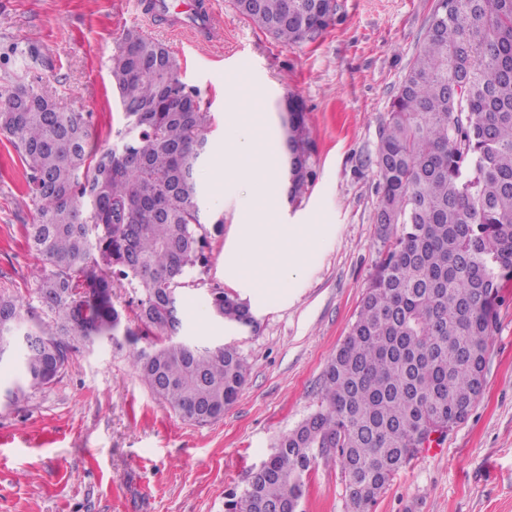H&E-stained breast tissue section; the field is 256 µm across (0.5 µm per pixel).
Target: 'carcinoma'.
Masks as SVG:
<instances>
[{
    "mask_svg": "<svg viewBox=\"0 0 512 512\" xmlns=\"http://www.w3.org/2000/svg\"><path fill=\"white\" fill-rule=\"evenodd\" d=\"M288 44L323 32L335 0H234ZM33 48L0 42V136L23 169L26 244L44 262L38 305L0 292V345L21 377L17 400L46 388L82 346H129L141 381L181 419L224 415L248 365L232 346L179 336L181 289L206 264L196 168L210 114L163 43L129 29L112 54L125 115L96 152L91 124L64 112L32 70ZM290 194L310 177L302 106L286 99ZM382 248L347 336L327 362L318 409L281 435L224 512H297L316 455L341 464L346 512H372L392 476L464 422L486 382L503 282L512 279V0H446L433 15L388 110L377 146ZM148 195L151 204L130 209ZM136 295L137 329L112 302V280ZM212 313L253 321L212 288ZM150 341L138 345L139 337Z\"/></svg>",
    "mask_w": 512,
    "mask_h": 512,
    "instance_id": "obj_1",
    "label": "carcinoma"
}]
</instances>
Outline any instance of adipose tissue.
Returning a JSON list of instances; mask_svg holds the SVG:
<instances>
[{
  "mask_svg": "<svg viewBox=\"0 0 512 512\" xmlns=\"http://www.w3.org/2000/svg\"><path fill=\"white\" fill-rule=\"evenodd\" d=\"M253 178L263 199L279 205L284 191L281 176L269 162V151L252 119L224 137V183ZM243 224L235 230V250L224 266L228 280L238 287L272 291L300 282L305 275L302 259L319 243L322 224H273L268 213L250 203L239 202Z\"/></svg>",
  "mask_w": 512,
  "mask_h": 512,
  "instance_id": "adipose-tissue-1",
  "label": "adipose tissue"
}]
</instances>
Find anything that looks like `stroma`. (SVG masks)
I'll return each instance as SVG.
<instances>
[{"instance_id": "1", "label": "stroma", "mask_w": 512, "mask_h": 512, "mask_svg": "<svg viewBox=\"0 0 512 512\" xmlns=\"http://www.w3.org/2000/svg\"><path fill=\"white\" fill-rule=\"evenodd\" d=\"M437 0H336L333 24L314 39L275 41L216 0L214 34L171 33L145 24L126 0H0V41L34 45L51 64L46 92L67 112L88 115L92 144H112L125 116L112 87V54L130 29L147 30L202 93L212 124L197 169L208 232L205 267L182 290L183 338L234 344L249 371L222 417L183 421L140 381L126 349L80 348L51 386L0 399V512H224L267 459L275 440L314 413L323 369L346 336L381 240L376 149L379 131ZM261 95L277 113L301 99L314 142L307 189L273 214L275 224H327L287 294L238 289L254 324L216 318L209 289L224 287V252L239 223L219 160L232 127L228 98ZM0 141V290L36 303L42 260L25 243L27 209L19 164ZM490 341L486 384L470 416L440 444L396 473L373 512H512V280ZM299 512H345L335 454L318 456Z\"/></svg>"}]
</instances>
